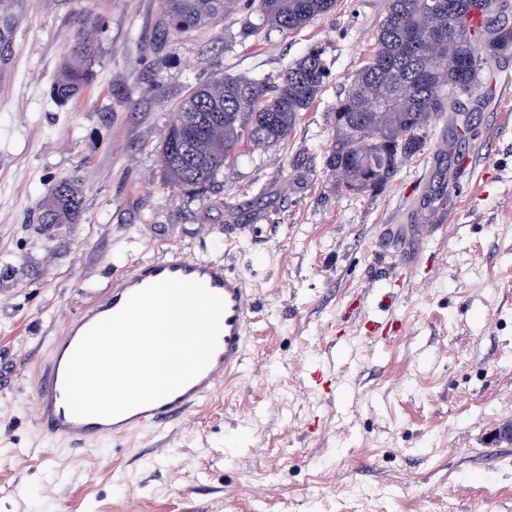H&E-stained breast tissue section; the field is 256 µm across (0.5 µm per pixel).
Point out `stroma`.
<instances>
[{"label":"stroma","mask_w":512,"mask_h":512,"mask_svg":"<svg viewBox=\"0 0 512 512\" xmlns=\"http://www.w3.org/2000/svg\"><path fill=\"white\" fill-rule=\"evenodd\" d=\"M387 0H337L302 29L239 0L155 33L162 0H0V512H512V58L435 117L380 191L328 166L335 107L368 60ZM98 26L87 83L51 87ZM328 76L288 138L243 148L204 193L171 185L165 119L199 82L276 77L310 47ZM451 141L435 161L439 140ZM466 160L390 310L387 228L419 186ZM78 177L74 223L41 232L51 186ZM167 245L224 262L255 302L239 373L162 427L71 450L35 426L33 374L65 320Z\"/></svg>","instance_id":"stroma-1"}]
</instances>
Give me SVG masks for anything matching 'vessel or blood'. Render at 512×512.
<instances>
[{"label":"vessel or blood","mask_w":512,"mask_h":512,"mask_svg":"<svg viewBox=\"0 0 512 512\" xmlns=\"http://www.w3.org/2000/svg\"><path fill=\"white\" fill-rule=\"evenodd\" d=\"M447 190L444 181L427 187L415 200L405 223L392 231V242L402 256V270L418 268L429 243L446 232V210L439 207L437 199ZM170 277L201 282L224 300L218 345L206 369L166 398L119 417H75L65 403L63 381L66 363L81 336L99 320L119 311L132 293ZM251 312L252 300L244 280L224 262L194 258L174 248L138 262L131 272L116 277L111 288L91 298L64 323L35 383L37 427L54 439L83 447L102 439L127 437L186 415L239 372L246 355Z\"/></svg>","instance_id":"vessel-or-blood-1"}]
</instances>
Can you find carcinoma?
Instances as JSON below:
<instances>
[{
    "label": "carcinoma",
    "instance_id": "obj_1",
    "mask_svg": "<svg viewBox=\"0 0 512 512\" xmlns=\"http://www.w3.org/2000/svg\"><path fill=\"white\" fill-rule=\"evenodd\" d=\"M263 20L297 31L328 12L336 0H253ZM388 0L375 50L345 96L336 103V134L328 165L351 191H377L416 154L419 131L440 112H458L491 61L512 55V17L485 16L471 24L474 0ZM236 0H163L170 31L206 27ZM82 47L57 72L54 93L66 100L88 76L86 47L92 31L79 33ZM326 80L321 51L310 49L274 80L225 75L197 88L170 113L160 163L171 183L205 189L232 167L242 146L266 148L288 137L298 114L318 98ZM77 177L53 185L40 223L67 224L78 213Z\"/></svg>",
    "mask_w": 512,
    "mask_h": 512
}]
</instances>
